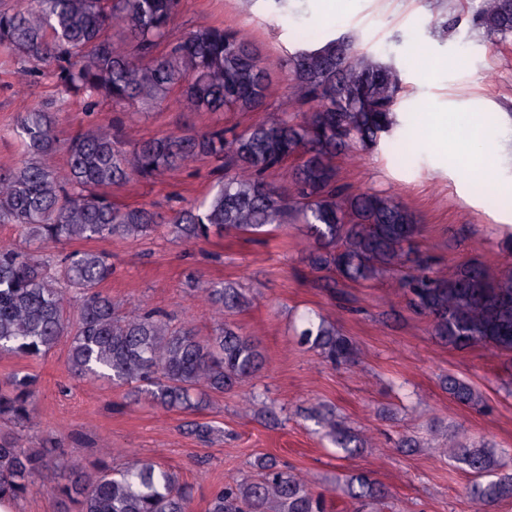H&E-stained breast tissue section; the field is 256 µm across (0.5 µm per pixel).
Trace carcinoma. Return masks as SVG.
<instances>
[{"mask_svg":"<svg viewBox=\"0 0 512 512\" xmlns=\"http://www.w3.org/2000/svg\"><path fill=\"white\" fill-rule=\"evenodd\" d=\"M179 7L180 0H20L0 11V46L38 62L60 93L89 112L171 96L189 112H264L278 94L271 79L277 68L290 73V95L302 107L296 117L284 110L241 130L215 123L148 140L131 139L117 123L90 127L65 143L62 173L46 162L60 148L55 101L21 113L15 135L25 159L0 168V224L17 227L22 239L20 245L0 242V353L38 358L65 338L74 377L126 387L136 404L202 410L209 394L229 392L260 371L256 338L222 323L202 339L171 327L166 314L148 303L121 312L99 290L112 276L110 254L53 249L74 240L166 231L189 243L212 234L254 238L295 221L307 225L305 259L321 287L363 285L395 273L409 306L442 342L512 353L511 265L493 272L466 262L442 274L407 250L420 233L414 212L382 193L340 183L336 160L379 147L400 126L399 70L344 36L265 60L237 30L222 25L204 24L172 41ZM478 25L490 35H512V0H488ZM119 37L130 40L132 51ZM201 160L220 177L200 205L168 219L151 206L114 202L108 192L134 177L150 181ZM283 169L287 194L270 181ZM200 279L190 275L201 284L200 300L222 314L252 303L232 283ZM295 333L334 364L358 361L353 342L318 314L301 317ZM445 389L466 407L483 403L478 389L456 377H448ZM37 393L33 373L1 379L0 419L28 426ZM309 417L349 456L368 443L337 422L330 408L316 407ZM189 432L209 443L218 429L194 422ZM441 439L448 458L474 477L467 494L476 512L512 499V449L477 446L458 427ZM65 441L60 436L25 445L19 433L0 429V501L23 498L50 468L52 451L64 452ZM254 466L257 478L216 488L208 512H326L325 495L312 492L307 475L270 456ZM52 468L50 492L61 512H189V493L176 474L150 460L118 469L104 459L90 468L65 461ZM336 488L364 506L385 499L363 473L346 476Z\"/></svg>","mask_w":512,"mask_h":512,"instance_id":"carcinoma-1","label":"carcinoma"}]
</instances>
